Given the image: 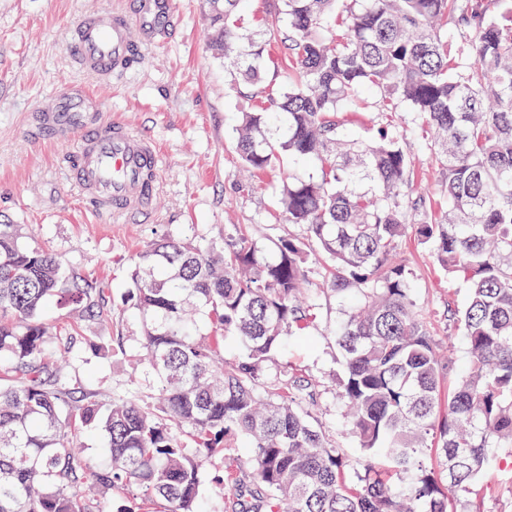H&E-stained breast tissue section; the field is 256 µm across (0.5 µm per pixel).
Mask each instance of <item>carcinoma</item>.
I'll return each mask as SVG.
<instances>
[{
	"label": "carcinoma",
	"mask_w": 512,
	"mask_h": 512,
	"mask_svg": "<svg viewBox=\"0 0 512 512\" xmlns=\"http://www.w3.org/2000/svg\"><path fill=\"white\" fill-rule=\"evenodd\" d=\"M243 2L207 0L211 47L256 84L264 47L237 30ZM281 15L268 42L288 50L287 82L276 111L239 113L236 148L253 171L285 154L316 166L281 189L304 236L269 253L247 240L150 242L128 295L148 386L106 399L72 391L58 366L69 348L42 310L54 299L99 314L104 294L23 225L0 224V512H104L103 496L130 486L151 512H200L202 466L237 446L249 468L225 466L226 512H471L466 494L512 451V10L282 0ZM359 90L376 111L404 107L420 121L448 202L438 218L412 198L403 131L363 140L348 129ZM410 226L468 288L454 314L466 363L449 392L443 339L397 254ZM314 252L332 263L320 292L340 314L335 391L361 467L312 415L319 381L268 378L285 338L318 319L300 300ZM230 338L244 347L234 359ZM79 423L101 434L103 463L78 451Z\"/></svg>",
	"instance_id": "cac0c4a2"
}]
</instances>
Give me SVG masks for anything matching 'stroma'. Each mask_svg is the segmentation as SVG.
<instances>
[{
  "label": "stroma",
  "instance_id": "35a3bbf8",
  "mask_svg": "<svg viewBox=\"0 0 512 512\" xmlns=\"http://www.w3.org/2000/svg\"><path fill=\"white\" fill-rule=\"evenodd\" d=\"M177 33L143 53L141 63L110 83L80 71L72 58L66 31L79 14L117 8L125 0H0V221L25 225L31 239L52 250L81 278L103 290L108 314L89 317L78 308L51 305L46 321L58 336L82 340L100 337L101 355H68L62 364L71 384L104 395L133 381L147 383L139 360V316L126 302L128 269L149 242L160 236L192 238L202 244L246 237L259 247L278 238L302 234L280 211V187L288 173L316 174L313 164L280 160L259 174L254 187L239 172L234 125L237 112L269 106L283 89L286 51L266 48V70L253 97L252 85L224 68L209 44L205 0H175ZM63 90L95 93L104 118L123 121L131 131L152 138L162 154L159 183L148 218L116 224L89 211L64 165L73 143L32 132L34 116ZM359 135L390 125L406 134L414 161V195L425 196L433 214L445 201L441 173L414 134L412 113L381 115L373 100L359 93L349 114ZM398 250L412 268L416 296L437 336L453 330L451 310L468 299L465 284L433 261L414 232L400 239ZM327 263H309L315 290L309 295L319 318L306 335L290 337L270 365L282 371L334 381L342 372L333 337L336 303L317 291ZM124 350L113 354L112 345ZM330 435L338 437L350 459H358L356 439L348 432L344 408L334 391H326L313 409ZM474 504L482 512H512V458L485 471Z\"/></svg>",
  "mask_w": 512,
  "mask_h": 512
}]
</instances>
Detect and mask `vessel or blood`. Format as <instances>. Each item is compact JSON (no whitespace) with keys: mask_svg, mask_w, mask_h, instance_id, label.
I'll return each instance as SVG.
<instances>
[{"mask_svg":"<svg viewBox=\"0 0 512 512\" xmlns=\"http://www.w3.org/2000/svg\"><path fill=\"white\" fill-rule=\"evenodd\" d=\"M177 23L174 0H128L119 9L82 13L68 36L78 69L106 82L130 69L147 47L166 42ZM98 109L86 94L58 96L41 109L39 130L78 136L67 169L89 209L115 216L140 212L154 193L158 148L125 123L101 119Z\"/></svg>","mask_w":512,"mask_h":512,"instance_id":"obj_1","label":"vessel or blood"}]
</instances>
